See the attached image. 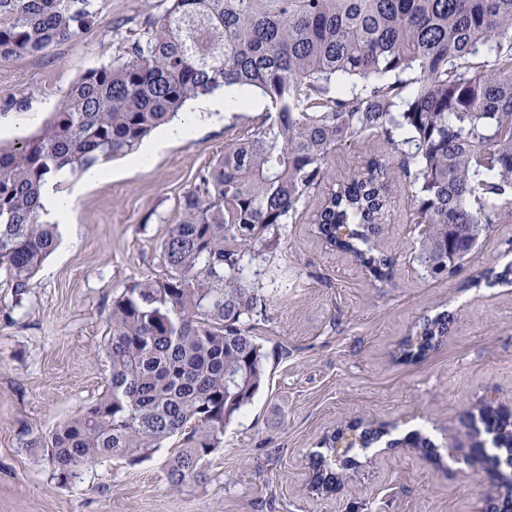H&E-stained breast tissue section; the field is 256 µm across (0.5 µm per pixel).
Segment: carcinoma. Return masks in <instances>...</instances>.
I'll return each instance as SVG.
<instances>
[{"label":"carcinoma","mask_w":512,"mask_h":512,"mask_svg":"<svg viewBox=\"0 0 512 512\" xmlns=\"http://www.w3.org/2000/svg\"><path fill=\"white\" fill-rule=\"evenodd\" d=\"M168 2L146 39L71 85L45 127L0 144V271L20 297L58 245L38 211L50 175L135 153L187 101L223 86L268 101L183 196L160 244L166 277L112 301L110 389L33 441L63 485L103 460L138 465L174 436L173 489L204 475L263 384L247 325L266 309V250L339 145L376 134L404 157L427 276H448L492 225L512 221V0ZM92 17L91 0H0V58L73 40ZM396 183L389 158L375 156L318 209L319 236L380 280L394 265L379 239ZM452 324L446 311L423 318L401 354L425 355ZM481 414L505 439L494 448L512 443L492 406ZM376 433L352 423L325 436L310 489L336 491L349 451Z\"/></svg>","instance_id":"1"}]
</instances>
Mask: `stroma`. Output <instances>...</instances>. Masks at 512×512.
<instances>
[{"instance_id": "stroma-1", "label": "stroma", "mask_w": 512, "mask_h": 512, "mask_svg": "<svg viewBox=\"0 0 512 512\" xmlns=\"http://www.w3.org/2000/svg\"><path fill=\"white\" fill-rule=\"evenodd\" d=\"M166 5L95 0L96 16L75 40L0 58V140L40 130L75 81L122 55ZM247 125L226 113L145 170L113 160L116 177L78 198L71 235L27 292L15 296L0 274V512H479L481 497L501 489L484 467L449 463L445 443L483 429L484 400L512 406V285L475 281L512 264V222L493 225L455 274L428 278L414 259L411 191L397 184L384 238L393 277L378 282L316 232L323 196L368 156L390 155L375 136L336 149L267 255V306L250 324L265 383L226 428L204 480L172 490L174 438L139 465L106 460L66 486L30 447L108 389L102 349L113 299L134 281L165 277L159 246L181 219L182 196ZM444 310L456 318L448 336L423 358L401 359L415 324ZM357 421L397 438L420 429L436 446L354 450L357 466L336 492H312V452Z\"/></svg>"}]
</instances>
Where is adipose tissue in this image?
Returning <instances> with one entry per match:
<instances>
[{
	"instance_id": "adipose-tissue-1",
	"label": "adipose tissue",
	"mask_w": 512,
	"mask_h": 512,
	"mask_svg": "<svg viewBox=\"0 0 512 512\" xmlns=\"http://www.w3.org/2000/svg\"><path fill=\"white\" fill-rule=\"evenodd\" d=\"M252 104L250 96L236 86L225 87L220 92L195 100L188 104L181 118L161 126L151 143L130 156L127 164L136 169L147 168L160 150L184 143L195 136L200 126L219 122L225 113ZM111 179L112 164L108 161L96 163L78 177L73 176L69 168H62L41 189L42 220L62 226L72 224L74 206L83 189Z\"/></svg>"
}]
</instances>
